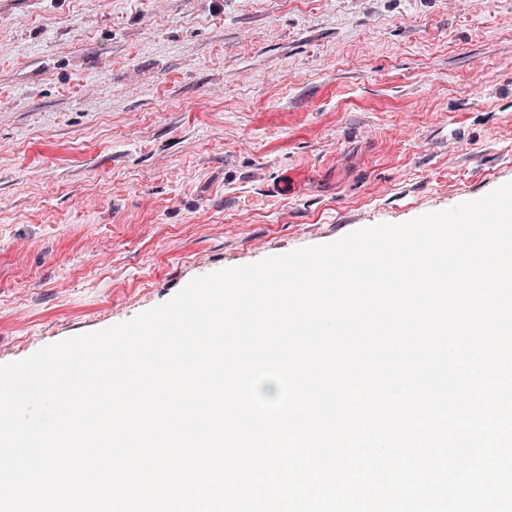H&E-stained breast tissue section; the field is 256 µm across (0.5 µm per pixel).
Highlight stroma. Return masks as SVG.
Returning a JSON list of instances; mask_svg holds the SVG:
<instances>
[{"label":"stroma","mask_w":512,"mask_h":512,"mask_svg":"<svg viewBox=\"0 0 512 512\" xmlns=\"http://www.w3.org/2000/svg\"><path fill=\"white\" fill-rule=\"evenodd\" d=\"M508 182L512 0H0V364Z\"/></svg>","instance_id":"obj_1"}]
</instances>
